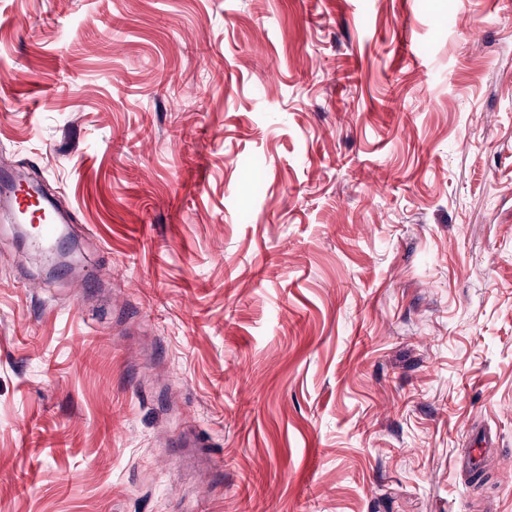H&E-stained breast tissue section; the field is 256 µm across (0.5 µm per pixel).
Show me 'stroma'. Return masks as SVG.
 <instances>
[{
  "label": "stroma",
  "mask_w": 512,
  "mask_h": 512,
  "mask_svg": "<svg viewBox=\"0 0 512 512\" xmlns=\"http://www.w3.org/2000/svg\"><path fill=\"white\" fill-rule=\"evenodd\" d=\"M1 168L0 512H512V0H0ZM33 188L19 174L0 170L1 205L7 204L8 215L15 224L35 223L30 213ZM36 218V223L42 224V227L36 233L31 234V246L44 254H49L60 233L58 225L66 223L67 220L50 205L46 206L45 211Z\"/></svg>",
  "instance_id": "obj_1"
}]
</instances>
